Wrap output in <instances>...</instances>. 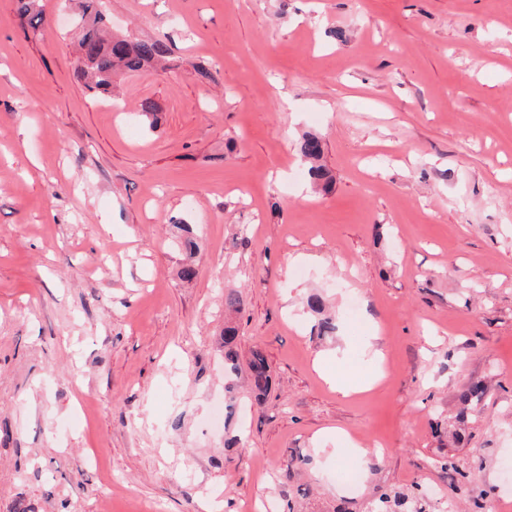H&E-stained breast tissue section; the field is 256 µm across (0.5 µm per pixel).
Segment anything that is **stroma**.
Returning <instances> with one entry per match:
<instances>
[{"mask_svg": "<svg viewBox=\"0 0 512 512\" xmlns=\"http://www.w3.org/2000/svg\"><path fill=\"white\" fill-rule=\"evenodd\" d=\"M40 5L34 27L0 0V512L512 503V0H107L114 33L170 49L110 111L72 10ZM346 370L376 382L339 393ZM323 143L319 136L306 135L299 144V153L310 164L313 183L327 191L332 184V176L321 163L323 157ZM307 307L311 313L318 316L316 330L318 335L325 336L333 332L335 329L331 316L325 314L323 300L318 295H311L307 299ZM237 338V327L232 322L224 323V332L222 333L224 371L228 373H234L238 369V355L235 349ZM250 385L257 396L265 395L271 387L270 366L264 353L253 350L249 359ZM373 512H426V506L417 498H383L375 503Z\"/></svg>", "mask_w": 512, "mask_h": 512, "instance_id": "obj_1", "label": "stroma"}]
</instances>
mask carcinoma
<instances>
[{"label": "carcinoma", "instance_id": "carcinoma-1", "mask_svg": "<svg viewBox=\"0 0 512 512\" xmlns=\"http://www.w3.org/2000/svg\"><path fill=\"white\" fill-rule=\"evenodd\" d=\"M107 17L100 9L99 0H80L75 17L78 50V72L84 88L92 96L111 93L114 77L122 73H140L169 57L167 44L160 39L127 40L108 38L103 34ZM299 153L310 164L313 183L326 191L332 184V176L321 163L323 143L316 135H307L299 144ZM307 307L318 316L317 333L321 336L333 332L331 316L325 314L323 300L318 295L307 299ZM238 338L237 327L224 323L222 343L224 348V371L234 373L238 369L235 349ZM250 385L256 395L261 396L271 387L270 366L264 353L254 350L249 359ZM373 512H426V506L416 498H385L373 505Z\"/></svg>", "mask_w": 512, "mask_h": 512}]
</instances>
